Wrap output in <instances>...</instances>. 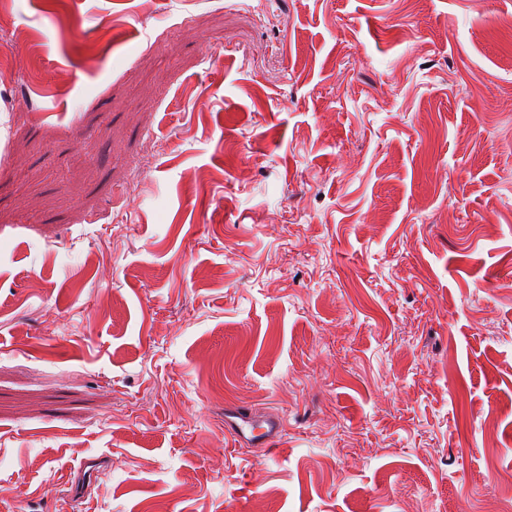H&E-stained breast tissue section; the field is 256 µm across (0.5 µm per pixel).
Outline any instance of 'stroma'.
Returning <instances> with one entry per match:
<instances>
[{"label":"stroma","mask_w":512,"mask_h":512,"mask_svg":"<svg viewBox=\"0 0 512 512\" xmlns=\"http://www.w3.org/2000/svg\"><path fill=\"white\" fill-rule=\"evenodd\" d=\"M511 275L512 0H0V512H512ZM283 427L276 417L257 421L247 409L227 408L224 413V434L234 441L235 447L257 443L275 450L280 445Z\"/></svg>","instance_id":"stroma-1"}]
</instances>
